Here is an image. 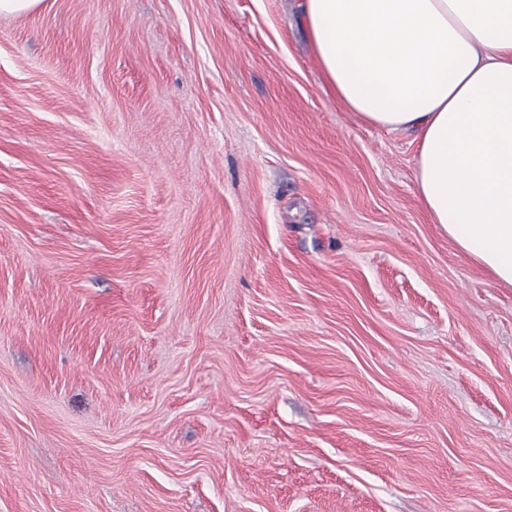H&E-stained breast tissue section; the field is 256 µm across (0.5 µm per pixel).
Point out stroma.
<instances>
[{
  "label": "stroma",
  "mask_w": 512,
  "mask_h": 512,
  "mask_svg": "<svg viewBox=\"0 0 512 512\" xmlns=\"http://www.w3.org/2000/svg\"><path fill=\"white\" fill-rule=\"evenodd\" d=\"M299 3L0 16V512H512V287Z\"/></svg>",
  "instance_id": "35a3bbf8"
}]
</instances>
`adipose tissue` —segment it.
<instances>
[{"mask_svg": "<svg viewBox=\"0 0 512 512\" xmlns=\"http://www.w3.org/2000/svg\"><path fill=\"white\" fill-rule=\"evenodd\" d=\"M302 20L339 102L414 133L433 222L512 286V0H302Z\"/></svg>", "mask_w": 512, "mask_h": 512, "instance_id": "obj_1", "label": "adipose tissue"}]
</instances>
